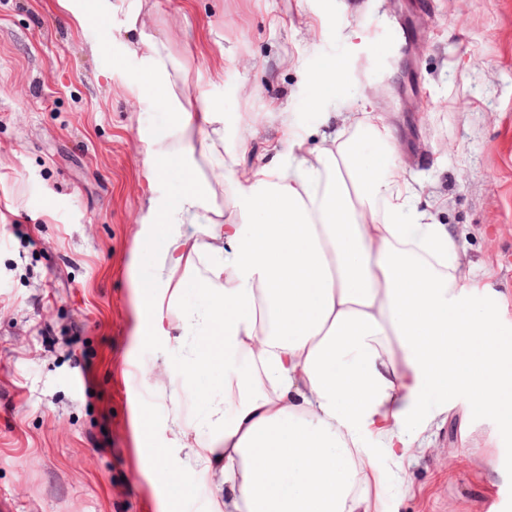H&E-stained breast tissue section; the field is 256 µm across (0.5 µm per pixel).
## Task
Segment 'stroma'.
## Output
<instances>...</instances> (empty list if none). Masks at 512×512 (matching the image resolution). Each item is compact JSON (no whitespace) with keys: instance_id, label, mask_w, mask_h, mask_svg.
Returning a JSON list of instances; mask_svg holds the SVG:
<instances>
[{"instance_id":"35a3bbf8","label":"stroma","mask_w":512,"mask_h":512,"mask_svg":"<svg viewBox=\"0 0 512 512\" xmlns=\"http://www.w3.org/2000/svg\"><path fill=\"white\" fill-rule=\"evenodd\" d=\"M147 30L176 76L209 77L225 152L250 131L245 167L276 163L288 128L315 147L337 113L382 114L394 162L512 328V0H160ZM101 37L59 0H0V512H210L181 440L214 439L224 370L200 375L201 396L171 390L192 335L135 338L153 266L139 132L169 115L128 93L133 63L92 52ZM427 435L404 463L379 455L385 512H512V427L439 419ZM150 448L187 495L170 500Z\"/></svg>"}]
</instances>
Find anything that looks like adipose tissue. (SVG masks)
Returning <instances> with one entry per match:
<instances>
[{
    "label": "adipose tissue",
    "instance_id": "obj_1",
    "mask_svg": "<svg viewBox=\"0 0 512 512\" xmlns=\"http://www.w3.org/2000/svg\"><path fill=\"white\" fill-rule=\"evenodd\" d=\"M150 0H129L120 23L128 88L171 115L145 135L144 176L155 276L142 282L140 336L171 323L199 328L188 371L224 368L209 413L218 447L190 448L221 465L230 496L214 512H383L376 449L403 462L460 396L512 423V331L505 296L465 262L447 225L420 208L395 165L383 115L349 112L310 150L290 135L283 160L236 183L234 218L217 188L249 149L224 152V109L177 90L173 59L148 33ZM206 160L215 178L199 175ZM178 188L161 192L174 164ZM199 224L187 243L181 225ZM208 301L183 306L186 289Z\"/></svg>",
    "mask_w": 512,
    "mask_h": 512
}]
</instances>
